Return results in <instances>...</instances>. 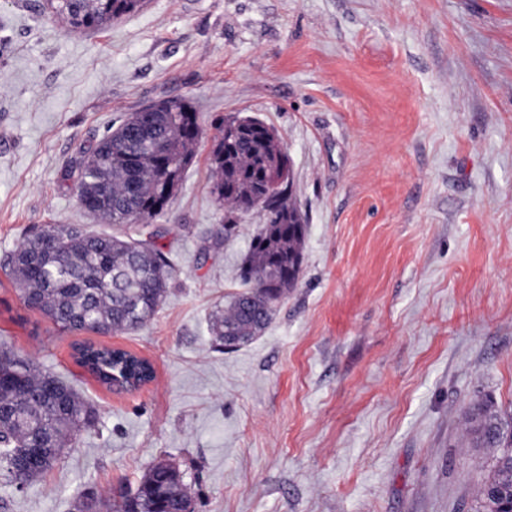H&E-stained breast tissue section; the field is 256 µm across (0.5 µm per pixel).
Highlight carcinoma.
<instances>
[{"label": "carcinoma", "instance_id": "carcinoma-1", "mask_svg": "<svg viewBox=\"0 0 512 512\" xmlns=\"http://www.w3.org/2000/svg\"><path fill=\"white\" fill-rule=\"evenodd\" d=\"M52 12L70 30L96 29L136 11L142 0H49ZM196 112L185 99L162 100L131 112L108 127L96 147L75 166L76 194L82 208L127 226L122 235L81 226L53 224L26 238L15 250L10 270L23 303L64 330L108 333L132 331L150 322L167 288V259L138 228L161 215L180 187L191 145L199 138ZM286 153L271 126L256 118L222 126L209 156L210 192L224 210V230L240 216L255 214L259 231L248 259L251 287L231 297L224 316L215 320L220 343L240 346L268 324L274 304L296 286L306 233L304 217L291 200V184L279 181ZM77 360L106 387L112 374L121 386L135 388L150 379L148 368L120 349L85 342ZM57 377L12 357L0 371V409L10 434L0 446V475L16 466V446L43 449L44 460L27 470L34 478L48 470L66 441L91 425L90 411L76 393L47 390ZM468 421L478 447H505L484 485L482 512L512 508V433L504 423L475 406ZM187 490L180 472L158 462L142 477L137 492L115 504V512H181Z\"/></svg>", "mask_w": 512, "mask_h": 512}]
</instances>
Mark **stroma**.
I'll list each match as a JSON object with an SVG mask.
<instances>
[{
    "mask_svg": "<svg viewBox=\"0 0 512 512\" xmlns=\"http://www.w3.org/2000/svg\"><path fill=\"white\" fill-rule=\"evenodd\" d=\"M192 102L201 136L164 214L154 319L101 335L26 307L8 261L48 224L116 227L70 171L108 125ZM257 117L288 155L307 224L299 280L227 351L215 312L242 291L256 216L224 232L208 156L225 118ZM148 359L117 392L73 355ZM95 415L0 512H78L134 494L154 463L192 512H479L500 449L465 430L512 422V0H143L69 31L47 0H0V348ZM468 421L476 446L512 448V429L509 435L505 433L501 419L488 415L486 408L474 406L469 412Z\"/></svg>",
    "mask_w": 512,
    "mask_h": 512,
    "instance_id": "1",
    "label": "stroma"
}]
</instances>
